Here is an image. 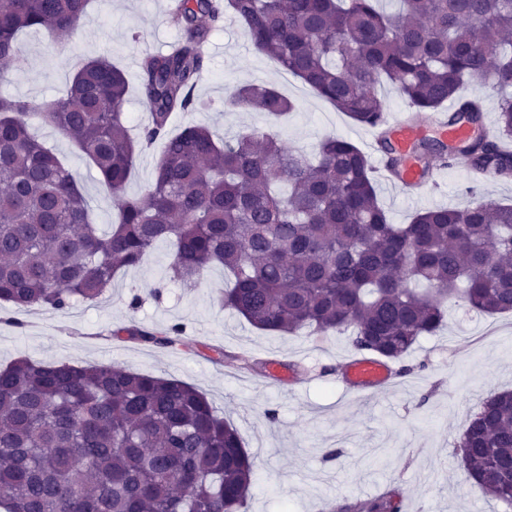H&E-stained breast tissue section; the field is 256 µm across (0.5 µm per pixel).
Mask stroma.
I'll return each mask as SVG.
<instances>
[{
	"label": "stroma",
	"instance_id": "35a3bbf8",
	"mask_svg": "<svg viewBox=\"0 0 512 512\" xmlns=\"http://www.w3.org/2000/svg\"><path fill=\"white\" fill-rule=\"evenodd\" d=\"M165 5L166 0H96L92 19L63 47L43 32L21 34L12 68L0 74V97L53 102L67 76L99 55L109 56L136 82L141 57L167 51L180 35ZM207 57L195 88L203 106L176 113L172 132L201 124L231 139L267 126L265 115L228 112L223 102L237 86L268 84L296 105L281 128L286 149L312 153L329 134L364 146L363 126L255 52L232 19L211 36ZM39 133L79 174L95 222L111 224L112 195L95 170L59 130L43 126ZM377 196L393 223L405 224L416 212L462 207L476 197L512 204V178L483 187L453 162L425 195L399 196L381 185ZM172 260L170 244L159 243L139 266L116 274L102 303L65 312L1 304L0 367L22 358L119 364L195 387L238 430L255 459L242 512H337L391 490L399 494L402 512H507L468 479L459 442L488 391L512 390L511 313L488 315L460 301L446 303L443 329L420 338L407 357L410 374L356 397L336 371L353 353L348 336L255 329L220 306L222 268L208 269L186 286L170 281ZM177 324L185 333L174 348L127 334L131 328ZM272 360L281 361L287 379L268 377Z\"/></svg>",
	"mask_w": 512,
	"mask_h": 512
}]
</instances>
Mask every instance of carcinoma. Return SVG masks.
<instances>
[{
  "label": "carcinoma",
  "mask_w": 512,
  "mask_h": 512,
  "mask_svg": "<svg viewBox=\"0 0 512 512\" xmlns=\"http://www.w3.org/2000/svg\"><path fill=\"white\" fill-rule=\"evenodd\" d=\"M177 0L183 38L147 55L139 90L148 110L137 135L126 125L128 80L106 57L88 60L64 94L38 112L0 97V302L63 310L96 302L121 270L169 241V277L194 282L222 267L224 309L262 331L350 332L354 350L400 365L445 324V302L487 314L512 312V205L479 198L394 224L378 201L372 164L351 141L328 135L314 156L287 150L270 129L225 141L203 126L169 132L197 106L203 45L232 18L257 52L274 59L355 123L377 126L394 86L417 111L456 103L448 124L485 122L466 84L499 94L497 137L440 154L512 177V0ZM92 0H0V73L19 34L62 44L90 21ZM234 108L279 118L293 103L271 85H242ZM62 131L115 199L112 228L98 231L76 173L32 133ZM164 143L147 193H125L137 155ZM157 347L183 327L127 329ZM512 393L489 392L461 439L467 476L512 507ZM255 460L236 428L196 388L115 364L17 360L0 368V512H239ZM401 512L395 492L345 506Z\"/></svg>",
  "instance_id": "1"
}]
</instances>
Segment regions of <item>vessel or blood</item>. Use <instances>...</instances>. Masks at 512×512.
I'll return each mask as SVG.
<instances>
[{"instance_id":"b4317fda","label":"vessel or blood","mask_w":512,"mask_h":512,"mask_svg":"<svg viewBox=\"0 0 512 512\" xmlns=\"http://www.w3.org/2000/svg\"><path fill=\"white\" fill-rule=\"evenodd\" d=\"M471 129L466 125H449L444 113H434L432 118H425L414 112H404L398 117L387 120L382 128L370 131L372 143H379L381 138H388L394 149L402 154L411 153L415 143L429 134H436L448 141L467 138ZM391 187L403 189L413 195H421L435 183L434 176L424 173L422 165L407 162L399 171L386 177ZM344 382L348 389L363 393L391 384V370L380 359L353 355L346 365Z\"/></svg>"}]
</instances>
